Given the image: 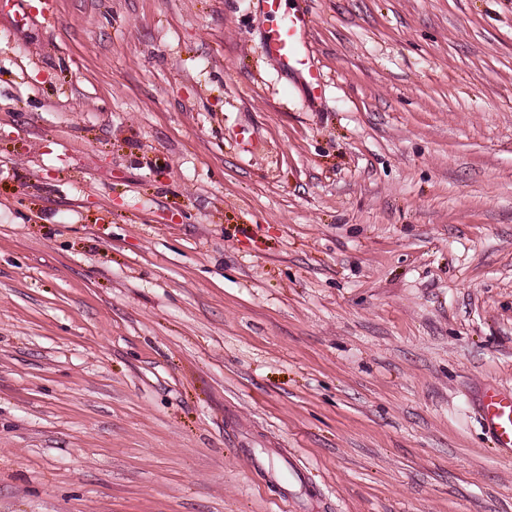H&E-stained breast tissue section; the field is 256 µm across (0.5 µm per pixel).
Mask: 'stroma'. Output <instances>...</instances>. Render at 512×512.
<instances>
[{"instance_id":"1","label":"stroma","mask_w":512,"mask_h":512,"mask_svg":"<svg viewBox=\"0 0 512 512\" xmlns=\"http://www.w3.org/2000/svg\"><path fill=\"white\" fill-rule=\"evenodd\" d=\"M288 5L0 10V512H512V0ZM257 8L269 22L264 29L267 55L286 73L295 75L310 92L314 104L322 98V75L307 55L309 21L306 12H288L284 0H257ZM479 419L502 457L512 456V390L489 386L479 399Z\"/></svg>"}]
</instances>
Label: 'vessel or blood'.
Segmentation results:
<instances>
[{
  "mask_svg": "<svg viewBox=\"0 0 512 512\" xmlns=\"http://www.w3.org/2000/svg\"><path fill=\"white\" fill-rule=\"evenodd\" d=\"M257 7L268 21L264 47L285 72L295 75L310 92L313 101L322 98V75L311 66L307 55L308 16L301 10H287L284 0H257ZM479 419L490 435L495 450L512 456V390L489 386L479 399Z\"/></svg>",
  "mask_w": 512,
  "mask_h": 512,
  "instance_id": "1",
  "label": "vessel or blood"
}]
</instances>
